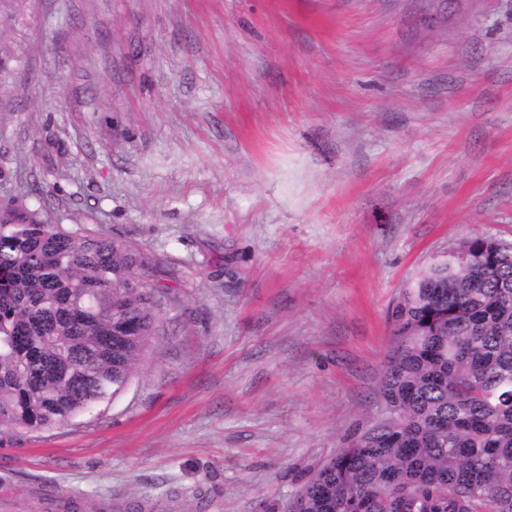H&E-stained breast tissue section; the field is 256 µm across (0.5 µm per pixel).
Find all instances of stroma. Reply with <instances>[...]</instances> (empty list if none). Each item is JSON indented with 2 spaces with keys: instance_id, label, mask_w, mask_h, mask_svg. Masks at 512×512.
I'll return each mask as SVG.
<instances>
[{
  "instance_id": "stroma-1",
  "label": "stroma",
  "mask_w": 512,
  "mask_h": 512,
  "mask_svg": "<svg viewBox=\"0 0 512 512\" xmlns=\"http://www.w3.org/2000/svg\"><path fill=\"white\" fill-rule=\"evenodd\" d=\"M32 0L0 198L159 264L128 386L0 430V512H288L382 419L388 315L431 257L512 241V0Z\"/></svg>"
}]
</instances>
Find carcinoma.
Here are the masks:
<instances>
[{"label":"carcinoma","instance_id":"carcinoma-1","mask_svg":"<svg viewBox=\"0 0 512 512\" xmlns=\"http://www.w3.org/2000/svg\"><path fill=\"white\" fill-rule=\"evenodd\" d=\"M26 0H0V18ZM0 28V112L26 69ZM156 262L0 199V428H60L121 392L158 334ZM387 416L307 476L292 512H512V242L472 235L389 312Z\"/></svg>","mask_w":512,"mask_h":512}]
</instances>
